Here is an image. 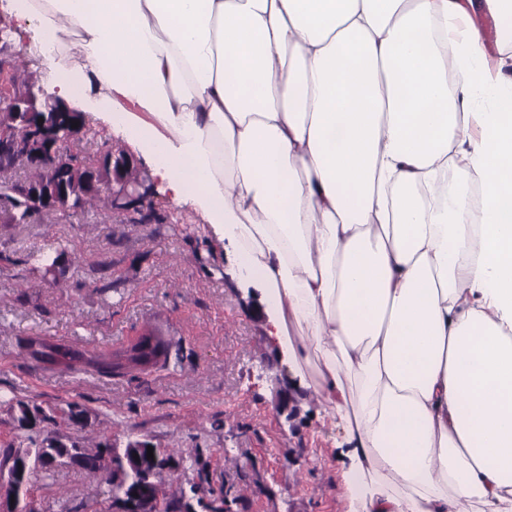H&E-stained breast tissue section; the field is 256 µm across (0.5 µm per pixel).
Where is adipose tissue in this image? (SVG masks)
<instances>
[{
	"label": "adipose tissue",
	"mask_w": 512,
	"mask_h": 512,
	"mask_svg": "<svg viewBox=\"0 0 512 512\" xmlns=\"http://www.w3.org/2000/svg\"><path fill=\"white\" fill-rule=\"evenodd\" d=\"M21 8L59 35L47 94L149 113L122 137L257 270L270 337L315 364L343 429L350 504L512 512V80L485 68L474 22L512 0ZM458 154L483 193L471 257L465 189L440 208L419 191Z\"/></svg>",
	"instance_id": "adipose-tissue-1"
}]
</instances>
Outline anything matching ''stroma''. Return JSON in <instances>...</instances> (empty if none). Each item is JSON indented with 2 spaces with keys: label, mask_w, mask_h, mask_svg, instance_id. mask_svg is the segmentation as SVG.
I'll use <instances>...</instances> for the list:
<instances>
[{
  "label": "stroma",
  "mask_w": 512,
  "mask_h": 512,
  "mask_svg": "<svg viewBox=\"0 0 512 512\" xmlns=\"http://www.w3.org/2000/svg\"><path fill=\"white\" fill-rule=\"evenodd\" d=\"M488 65L512 75V16H483ZM73 249L61 283L31 271L50 244ZM261 282L212 240L199 215L149 181L143 207L0 223V453L53 438L88 450L130 440L173 454L170 500L230 486L233 512H347L337 420L267 339ZM169 356L137 376L36 361L38 336L110 356L144 330ZM55 423L19 426L17 402ZM37 512H112L96 476L64 462L35 479Z\"/></svg>",
  "instance_id": "1"
}]
</instances>
